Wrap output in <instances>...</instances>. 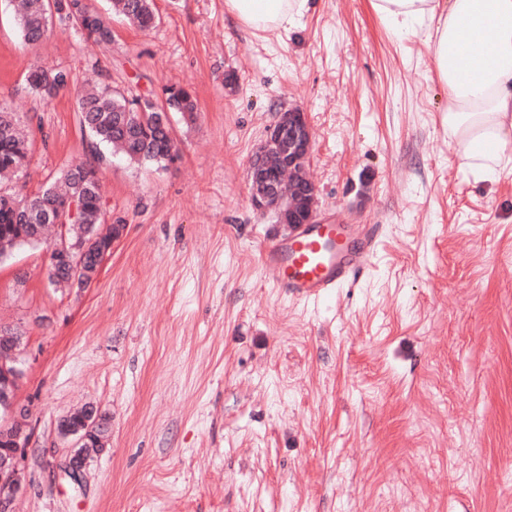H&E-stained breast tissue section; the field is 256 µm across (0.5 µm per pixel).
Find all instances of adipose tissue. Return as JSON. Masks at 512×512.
Listing matches in <instances>:
<instances>
[{"instance_id": "obj_1", "label": "adipose tissue", "mask_w": 512, "mask_h": 512, "mask_svg": "<svg viewBox=\"0 0 512 512\" xmlns=\"http://www.w3.org/2000/svg\"><path fill=\"white\" fill-rule=\"evenodd\" d=\"M392 33L421 37L448 90L441 125L467 166L512 176V0H370ZM255 30L287 29L307 0H224Z\"/></svg>"}]
</instances>
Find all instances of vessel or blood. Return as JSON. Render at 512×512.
Segmentation results:
<instances>
[{"label":"vessel or blood","instance_id":"obj_1","mask_svg":"<svg viewBox=\"0 0 512 512\" xmlns=\"http://www.w3.org/2000/svg\"><path fill=\"white\" fill-rule=\"evenodd\" d=\"M376 237L373 225L356 235L346 224H299L271 240L262 261L274 287L296 298L317 300L365 267Z\"/></svg>","mask_w":512,"mask_h":512}]
</instances>
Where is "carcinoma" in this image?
I'll use <instances>...</instances> for the list:
<instances>
[{"label":"carcinoma","mask_w":512,"mask_h":512,"mask_svg":"<svg viewBox=\"0 0 512 512\" xmlns=\"http://www.w3.org/2000/svg\"><path fill=\"white\" fill-rule=\"evenodd\" d=\"M70 10L59 15L73 25L84 27V35L100 41L99 32L109 29V17L91 9L82 0H71ZM115 13L140 29L151 27L156 16L153 0H112ZM51 16L48 0H16L15 22L22 41L35 45L49 32ZM32 92L48 99L69 83V74L61 70H36L27 77ZM161 102L151 96L128 99L107 86H95L80 94L76 101V118L93 161H83L66 167L58 177L32 197L16 193L0 194V258L15 247L30 244V237L46 236L49 223L39 225L23 222L22 216L43 204L62 205L68 200L76 202V216L69 220L75 225L103 224L102 189L99 177L101 165L108 157L119 154L136 165H164L165 151L178 149L168 145L166 132L157 127L153 117ZM172 109L191 113L195 121L197 104L192 92L179 88ZM31 143L24 132L20 117L0 107V184L9 181L29 160Z\"/></svg>","instance_id":"1"}]
</instances>
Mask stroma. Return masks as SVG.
Listing matches in <instances>:
<instances>
[{
    "label": "stroma",
    "instance_id": "35a3bbf8",
    "mask_svg": "<svg viewBox=\"0 0 512 512\" xmlns=\"http://www.w3.org/2000/svg\"><path fill=\"white\" fill-rule=\"evenodd\" d=\"M85 2L111 41L56 20L26 45L0 0V104L32 119L13 187L85 159L88 83L187 86L198 117L171 115L176 165L102 167L126 229L89 288L49 287L44 245L0 261V328L27 351L16 512H512V178L463 164L421 40L369 0H309L280 33L224 0H154L147 31ZM39 63L70 77L53 98L26 82ZM291 107L322 219L378 227L368 265L318 300L274 288L262 252L288 228L250 201L249 159ZM87 403L112 433L76 481L57 425Z\"/></svg>",
    "mask_w": 512,
    "mask_h": 512
}]
</instances>
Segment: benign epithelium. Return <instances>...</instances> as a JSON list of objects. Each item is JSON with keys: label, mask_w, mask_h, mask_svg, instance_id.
<instances>
[{"label": "benign epithelium", "mask_w": 512, "mask_h": 512, "mask_svg": "<svg viewBox=\"0 0 512 512\" xmlns=\"http://www.w3.org/2000/svg\"><path fill=\"white\" fill-rule=\"evenodd\" d=\"M313 141L308 117L299 108L278 113L273 125L250 158L248 180L251 204L259 211H271L281 224H321L317 190L306 175ZM74 205L66 203L52 214L60 236L49 248L54 270H63L72 287H89L97 278L112 248L100 247L101 232L93 224L83 226L80 236H68L67 218ZM26 348L22 337L10 333L0 336V407L11 420L13 429L3 434L9 447L0 452V512H15L17 494L24 482L25 454L29 446L27 408L16 397L24 375ZM110 423L102 412L88 404L59 422L62 437H72L69 469L74 479L91 457L105 446Z\"/></svg>", "instance_id": "7a95c632"}]
</instances>
